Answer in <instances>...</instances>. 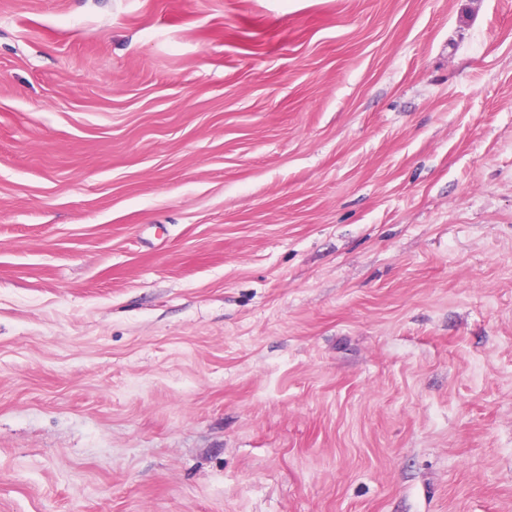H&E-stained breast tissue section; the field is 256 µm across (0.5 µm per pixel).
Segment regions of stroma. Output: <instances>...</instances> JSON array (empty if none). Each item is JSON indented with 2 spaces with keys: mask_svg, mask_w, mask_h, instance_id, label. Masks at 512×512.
I'll return each mask as SVG.
<instances>
[{
  "mask_svg": "<svg viewBox=\"0 0 512 512\" xmlns=\"http://www.w3.org/2000/svg\"><path fill=\"white\" fill-rule=\"evenodd\" d=\"M0 512H512V0H0Z\"/></svg>",
  "mask_w": 512,
  "mask_h": 512,
  "instance_id": "stroma-1",
  "label": "stroma"
}]
</instances>
